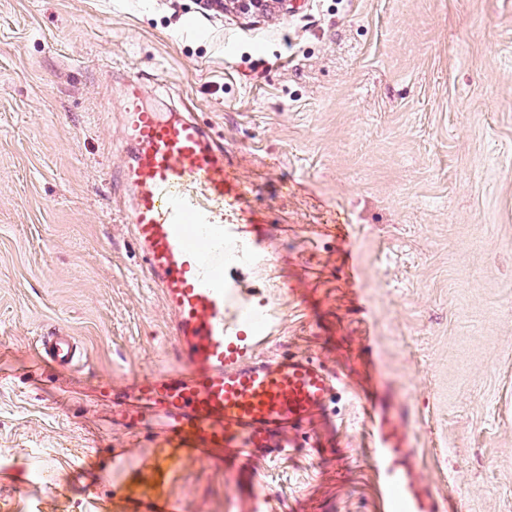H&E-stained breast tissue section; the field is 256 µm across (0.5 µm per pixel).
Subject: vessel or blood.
<instances>
[{"instance_id": "1", "label": "vessel or blood", "mask_w": 512, "mask_h": 512, "mask_svg": "<svg viewBox=\"0 0 512 512\" xmlns=\"http://www.w3.org/2000/svg\"><path fill=\"white\" fill-rule=\"evenodd\" d=\"M131 157L119 178L133 194L130 222L147 277L174 318L180 368L131 378L112 419L148 430L155 449L140 479L152 494L137 495V512H183L167 493L174 462L220 452L228 467L252 465L293 447L294 432L330 421L337 377L309 356L259 353L270 316L253 310L224 271V251H243L225 205L243 196L225 176L224 145L192 114L164 119L143 101L131 79L123 112ZM42 358L72 368L81 355L73 337H40ZM370 462L380 512H447L434 488L418 477L408 436L386 409L367 405Z\"/></svg>"}]
</instances>
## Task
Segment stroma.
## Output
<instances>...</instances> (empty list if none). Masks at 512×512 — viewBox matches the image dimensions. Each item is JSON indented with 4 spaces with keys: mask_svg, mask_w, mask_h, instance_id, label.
<instances>
[{
    "mask_svg": "<svg viewBox=\"0 0 512 512\" xmlns=\"http://www.w3.org/2000/svg\"><path fill=\"white\" fill-rule=\"evenodd\" d=\"M131 76L224 142L268 255L226 272L272 315L261 353L339 378L335 444L251 479L184 459L185 512H378L370 362L421 480L512 512V0H0V512H134L152 444L95 390L180 365L119 200ZM55 331L76 369L40 357Z\"/></svg>",
    "mask_w": 512,
    "mask_h": 512,
    "instance_id": "stroma-1",
    "label": "stroma"
}]
</instances>
